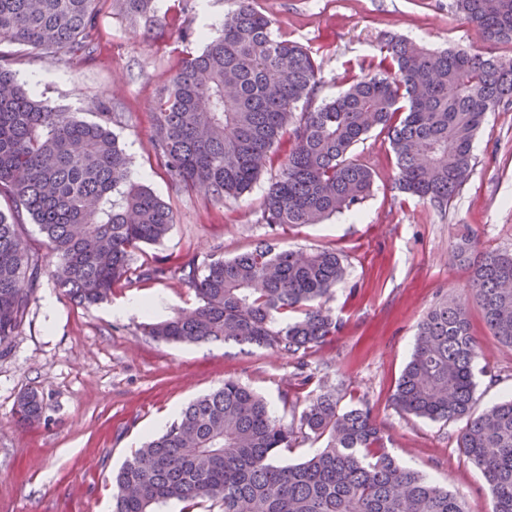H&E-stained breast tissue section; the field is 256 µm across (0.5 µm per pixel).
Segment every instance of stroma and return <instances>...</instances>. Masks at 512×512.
<instances>
[{"mask_svg":"<svg viewBox=\"0 0 512 512\" xmlns=\"http://www.w3.org/2000/svg\"><path fill=\"white\" fill-rule=\"evenodd\" d=\"M155 12L130 20L101 0L97 49L64 65L24 52L13 65L39 98L77 118L95 120L98 104L129 159L131 182L168 204L173 227L143 246L135 266L230 258L260 239L285 249L336 250L347 267L330 302L340 333L303 361L222 343L165 344L144 336L145 320L160 321L196 304L176 275L122 282L108 300L86 308L42 276L25 323L0 353V512H112V475L131 452L162 432L182 407L233 379L264 397L290 421L311 387L297 386L299 363L334 384L340 408L366 407L388 452L434 482L491 512L481 471L457 448L461 422H434L400 413L392 403L412 352L418 323L433 304L467 294L472 269L449 251L469 237L483 252L512 253V102L487 113L473 143V168L460 193L438 207L394 185L395 159L373 131L354 148L377 177L354 212L322 223L269 228L261 204L276 168L249 192L222 202L177 189L152 149L154 114L163 90L202 36L215 34L234 0H154ZM278 36L307 49L322 65L317 101L335 98L352 76L374 72L381 41L401 35L431 49L461 47L512 58V43L489 42L467 24L454 0H252ZM141 299L150 316L127 312ZM476 409L512 396V347L499 343L480 308L470 305ZM43 400L40 423L18 424L19 396Z\"/></svg>","mask_w":512,"mask_h":512,"instance_id":"35a3bbf8","label":"stroma"}]
</instances>
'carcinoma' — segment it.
Returning <instances> with one entry per match:
<instances>
[{
  "label": "carcinoma",
  "instance_id": "carcinoma-1",
  "mask_svg": "<svg viewBox=\"0 0 512 512\" xmlns=\"http://www.w3.org/2000/svg\"><path fill=\"white\" fill-rule=\"evenodd\" d=\"M99 2L0 0V46L35 50L52 63L89 56ZM118 2L137 17L153 0ZM455 7L485 40L512 42V0H455ZM320 83L311 53L275 36L266 15L238 0L220 34L188 56L164 89L153 149L178 188L221 202L251 190L288 137L262 221L302 226L352 211L370 195L376 172L351 153L378 129L394 154L399 189L443 207L469 178L486 113L512 97V59L392 38L381 47L377 73L352 78L316 106ZM111 125L110 112L86 121L35 99L0 51V199L11 203L0 210L3 350L23 326L44 272L83 305L103 301L122 281L171 272L132 266L142 246L167 236L174 214L128 180L129 158ZM26 218L43 235L45 253L29 247ZM449 259L472 266L471 293L442 299L419 323L392 401L406 415L464 422L457 448L482 471L492 512H512V398L473 413L478 350L468 319L473 301L491 334L512 346V254L474 257L465 240ZM178 270L198 304L145 324L157 342H222L298 359L341 328L327 307L346 276L333 249L262 241L201 272L193 263ZM42 411L34 393L17 402L22 424L38 422ZM310 438L323 442L314 454L274 462ZM113 481V512H158L172 501L197 500L222 512H476L396 462L369 411L340 408L336 388L321 379L287 424L262 397L226 380L135 449Z\"/></svg>",
  "mask_w": 512,
  "mask_h": 512
}]
</instances>
